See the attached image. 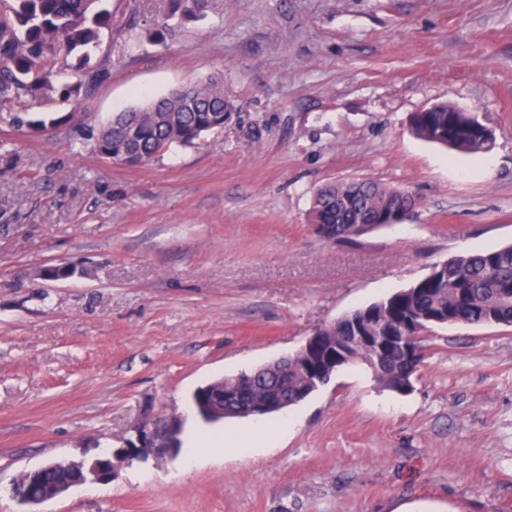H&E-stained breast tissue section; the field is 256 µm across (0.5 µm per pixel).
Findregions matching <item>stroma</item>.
<instances>
[{
  "instance_id": "1",
  "label": "stroma",
  "mask_w": 512,
  "mask_h": 512,
  "mask_svg": "<svg viewBox=\"0 0 512 512\" xmlns=\"http://www.w3.org/2000/svg\"><path fill=\"white\" fill-rule=\"evenodd\" d=\"M112 0L78 102L41 104L39 134L0 119V512L18 474L88 460L146 419L182 452L81 485L43 512H512V326L432 328L412 389L340 369L251 425L204 423L199 386L298 351L320 327L471 250L512 244V0ZM165 40L153 33L163 22ZM224 79L223 129L149 165L94 150L113 113ZM449 103L495 133L484 153L416 138L412 113ZM409 190L406 221L350 243L308 222L322 184ZM50 266L67 277L43 278ZM206 0H169L168 18H189L201 14Z\"/></svg>"
}]
</instances>
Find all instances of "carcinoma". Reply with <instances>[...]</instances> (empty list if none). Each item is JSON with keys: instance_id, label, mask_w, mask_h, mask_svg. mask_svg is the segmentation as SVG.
Listing matches in <instances>:
<instances>
[{"instance_id": "carcinoma-1", "label": "carcinoma", "mask_w": 512, "mask_h": 512, "mask_svg": "<svg viewBox=\"0 0 512 512\" xmlns=\"http://www.w3.org/2000/svg\"><path fill=\"white\" fill-rule=\"evenodd\" d=\"M204 8L205 0H169L168 17H195ZM111 26L107 0H0V111L34 132L46 128L43 116L25 118L30 102L50 99L58 91L77 98L94 86L103 71L90 65L91 53ZM231 112L219 80L182 86L112 113L99 129L96 150L127 167H140L177 146L197 143L224 126ZM410 125L418 137L451 150L479 153L492 146L477 115L457 112L447 103L437 112L413 113ZM415 206L409 191L373 180L328 182L314 193L309 223L325 230L326 241H352L405 221ZM441 321L512 325V245L456 256L409 287L317 330L318 349L288 363V405L311 395L306 363L330 351L338 355L336 367L362 365L384 389L403 392L424 362L423 334ZM358 328L377 336L414 335L417 356L409 360L393 345L382 359L375 348L347 343ZM272 389L262 375L243 400H264Z\"/></svg>"}]
</instances>
